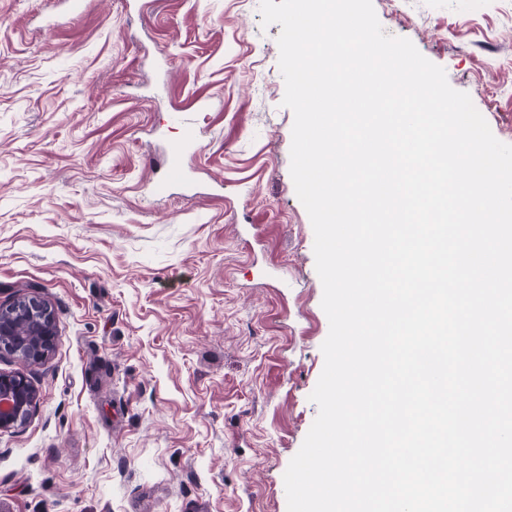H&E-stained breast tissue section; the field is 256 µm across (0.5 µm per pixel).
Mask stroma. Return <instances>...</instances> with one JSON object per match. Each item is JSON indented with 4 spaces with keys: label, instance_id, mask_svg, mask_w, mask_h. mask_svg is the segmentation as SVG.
I'll use <instances>...</instances> for the list:
<instances>
[{
    "label": "stroma",
    "instance_id": "stroma-1",
    "mask_svg": "<svg viewBox=\"0 0 512 512\" xmlns=\"http://www.w3.org/2000/svg\"><path fill=\"white\" fill-rule=\"evenodd\" d=\"M512 144V0H373ZM259 0H0V305L55 341L0 512H287L329 321ZM195 113L188 181L152 192Z\"/></svg>",
    "mask_w": 512,
    "mask_h": 512
}]
</instances>
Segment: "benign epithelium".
<instances>
[{
  "label": "benign epithelium",
  "instance_id": "obj_1",
  "mask_svg": "<svg viewBox=\"0 0 512 512\" xmlns=\"http://www.w3.org/2000/svg\"><path fill=\"white\" fill-rule=\"evenodd\" d=\"M53 314L47 302L29 295L0 306V357L38 364L53 346ZM37 402L35 386L21 374L0 373V431L26 423Z\"/></svg>",
  "mask_w": 512,
  "mask_h": 512
}]
</instances>
